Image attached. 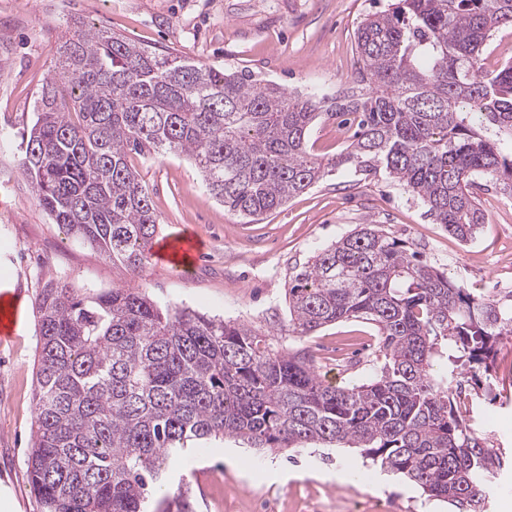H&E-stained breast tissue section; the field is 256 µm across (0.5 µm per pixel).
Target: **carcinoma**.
I'll list each match as a JSON object with an SVG mask.
<instances>
[{"instance_id":"cac0c4a2","label":"carcinoma","mask_w":512,"mask_h":512,"mask_svg":"<svg viewBox=\"0 0 512 512\" xmlns=\"http://www.w3.org/2000/svg\"><path fill=\"white\" fill-rule=\"evenodd\" d=\"M512 0H395L355 33L356 114L346 152L307 136L325 100L225 73L104 30L67 29L21 135L39 203L75 238L132 269L160 224L130 153L186 156L228 210L281 207L332 170H381L459 241L484 223L473 186L512 197V62L482 65ZM35 430L27 457L43 512H197L162 497L173 461L207 440L252 448H358L453 512H487L500 456L459 411L460 377L512 335V305L477 296L374 224L318 251L288 285V324L262 331L138 288L80 298L47 282L35 302ZM378 329L373 374L331 383L286 338L340 321Z\"/></svg>"}]
</instances>
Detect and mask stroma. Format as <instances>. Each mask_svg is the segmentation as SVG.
<instances>
[{
	"instance_id": "stroma-1",
	"label": "stroma",
	"mask_w": 512,
	"mask_h": 512,
	"mask_svg": "<svg viewBox=\"0 0 512 512\" xmlns=\"http://www.w3.org/2000/svg\"><path fill=\"white\" fill-rule=\"evenodd\" d=\"M391 0H0V281L23 290L25 323L0 343V512H43L32 493L26 459L34 425L33 370L37 338L33 308L45 281L67 282L83 295L139 288L158 305L185 304L259 329L287 323L288 278L362 224H375L424 261L476 293L512 303V197L495 180L476 196L484 222L464 243L435 223L424 203L385 172L335 169L281 208L246 220L228 212L186 157L131 155L159 217L160 238L194 235L203 245L186 274L156 259L133 270L80 243L53 223L20 166L21 134L35 119L34 101L51 75L66 25L81 22L151 48L175 50L225 72L251 74L288 91L323 83L342 92L357 84L355 32ZM355 123L321 115L309 135L313 154L345 151ZM376 326L343 321L316 336L292 340L315 350L330 382L362 381L372 373L365 351ZM492 394L469 408L489 445L512 457V336L488 360ZM236 466L224 461L227 450ZM190 481L198 512H449L405 477L381 481V469L355 448L275 452L233 439L213 441L175 466Z\"/></svg>"
}]
</instances>
